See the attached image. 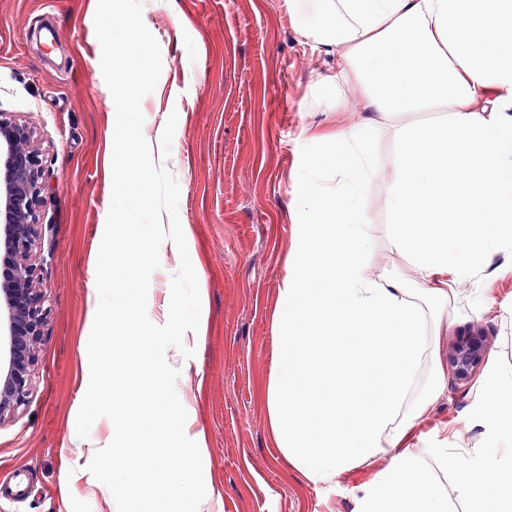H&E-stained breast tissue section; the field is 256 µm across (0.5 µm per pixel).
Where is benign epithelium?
<instances>
[{"label": "benign epithelium", "instance_id": "benign-epithelium-1", "mask_svg": "<svg viewBox=\"0 0 512 512\" xmlns=\"http://www.w3.org/2000/svg\"><path fill=\"white\" fill-rule=\"evenodd\" d=\"M43 167L28 127L0 114V423L27 405L49 310L33 264L44 205ZM490 337L471 326L448 346L457 383L467 385Z\"/></svg>", "mask_w": 512, "mask_h": 512}]
</instances>
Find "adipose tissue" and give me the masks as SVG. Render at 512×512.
<instances>
[{"mask_svg":"<svg viewBox=\"0 0 512 512\" xmlns=\"http://www.w3.org/2000/svg\"><path fill=\"white\" fill-rule=\"evenodd\" d=\"M312 49L335 58L321 77L324 111L344 113L309 137L292 174V227L273 316L269 423L282 456L314 485L375 470L356 512H512V363L490 358L464 431L412 446L415 429L448 395L443 338L461 319L512 329V302L488 284L512 278V0H288ZM388 158H381V141ZM378 185L388 222L365 203ZM136 258L93 257L98 286L86 322L93 375L122 358L126 385L88 384L80 411L112 427V446L83 438L70 476L111 483L116 512H198L212 497L198 471L205 437L185 392L156 358L203 337L207 293L193 313L160 318L138 307L133 282L165 236L116 222Z\"/></svg>","mask_w":512,"mask_h":512,"instance_id":"adipose-tissue-1","label":"adipose tissue"}]
</instances>
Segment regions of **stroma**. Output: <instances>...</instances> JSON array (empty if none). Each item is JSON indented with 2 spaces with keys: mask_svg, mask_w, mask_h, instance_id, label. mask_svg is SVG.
<instances>
[{
  "mask_svg": "<svg viewBox=\"0 0 512 512\" xmlns=\"http://www.w3.org/2000/svg\"><path fill=\"white\" fill-rule=\"evenodd\" d=\"M97 0H0V113L25 123L44 168L42 235L34 250L49 315L26 407L0 425V482L25 470L24 497H0V512H113L112 493L66 479L71 439L98 431L74 406L93 339L85 327L112 195L116 108L103 78ZM162 73L141 102L142 132L158 145L170 113L178 120L170 171L181 223L192 238L180 268L170 244L142 266L139 302L156 311L166 294L202 278L208 324L184 354L200 376L183 383L206 437L208 512H355L371 469L315 486L285 462L268 424L274 346L272 311L285 274L295 214L291 175L303 129L326 134L340 117L317 110L313 94L331 57L313 52L284 0H143ZM472 386H449L415 430L429 441L468 418Z\"/></svg>",
  "mask_w": 512,
  "mask_h": 512,
  "instance_id": "35a3bbf8",
  "label": "stroma"
}]
</instances>
